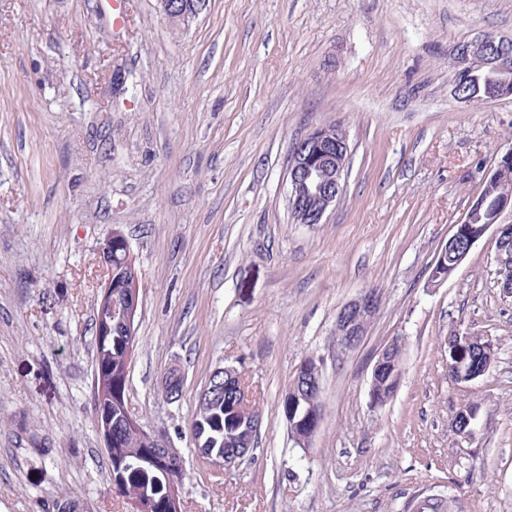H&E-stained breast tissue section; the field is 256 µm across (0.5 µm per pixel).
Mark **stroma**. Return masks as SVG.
<instances>
[{"instance_id":"obj_1","label":"stroma","mask_w":512,"mask_h":512,"mask_svg":"<svg viewBox=\"0 0 512 512\" xmlns=\"http://www.w3.org/2000/svg\"><path fill=\"white\" fill-rule=\"evenodd\" d=\"M512 37V0H205L188 24L157 0H0V512H126L94 426V313L112 230L140 283L128 407L178 449L186 512H405L422 492L461 512H512V297L488 233L436 288L430 269L512 147V97L466 106L450 52ZM127 81L101 111L112 68ZM341 124L340 203L293 223L287 166L314 127ZM376 288L364 340L336 315ZM492 338L489 375L461 388L447 340ZM403 375L369 399L391 338ZM323 360V411L296 447L281 396ZM260 397L256 449L206 468L188 434L213 369ZM184 376L165 400L170 368ZM479 406L472 440L450 421Z\"/></svg>"}]
</instances>
